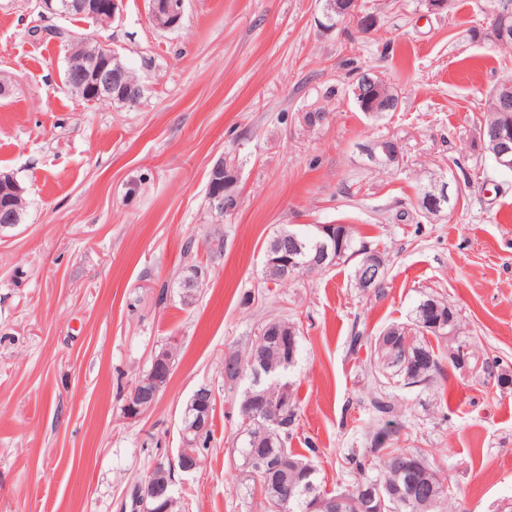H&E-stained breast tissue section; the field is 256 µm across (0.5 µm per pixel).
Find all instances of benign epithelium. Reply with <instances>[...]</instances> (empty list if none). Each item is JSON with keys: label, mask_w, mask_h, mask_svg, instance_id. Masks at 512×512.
Segmentation results:
<instances>
[{"label": "benign epithelium", "mask_w": 512, "mask_h": 512, "mask_svg": "<svg viewBox=\"0 0 512 512\" xmlns=\"http://www.w3.org/2000/svg\"><path fill=\"white\" fill-rule=\"evenodd\" d=\"M184 0H151L150 18L156 28L172 30L177 28L183 15ZM123 0H38V8L43 14L68 16L77 14L87 16L94 22L102 25H110L120 14ZM512 11V5L506 3L503 8L492 15L491 30L494 39L498 43L509 40V33L500 27L502 18ZM323 16L326 27L336 28L335 17L347 19L352 17L357 21L360 33L367 34L371 31L372 22L363 19L354 9L352 0H325ZM119 57L111 49H103L97 53L80 57H68V71L70 84L84 91L91 90L95 97L111 102L114 89L122 91V100L132 99L140 95V87L126 81V72L120 66H112V62ZM378 82L367 74L359 77L356 94L359 100L364 102L370 99ZM491 146L487 153L491 157L495 167L501 171H512V136L498 131L490 136ZM225 161L219 159L213 165L209 173L212 207H217L227 213L237 208L238 195L235 186V177L231 172H224ZM26 190L10 174L0 173V231L14 228L20 224V206L25 201ZM448 195V183L445 181L435 183L429 194L423 200L426 207L432 210H443L446 206ZM283 246L288 248V263H283L280 255L281 249L267 250L264 252V266L269 268L277 265L283 273L293 274V270L299 267L295 256L303 251V243L297 235L290 234ZM336 261V252L329 251L328 246H323L314 257L304 264L310 273H318L332 267ZM174 359V352L164 349L154 355L151 361L152 369L140 378L132 386L128 402L126 404V418L135 421L144 417L154 406L159 392L162 390V382L158 370L170 368ZM215 398L214 391L206 385L199 386L192 394L188 406L197 408V414L188 427L182 428V448L179 449L177 459L169 461L171 468H179L182 472L193 471L198 463L197 455L191 450V434L204 432L210 423L208 410ZM167 495V487L154 482L138 485L134 494L136 512H157L155 502ZM355 512H382L384 508V496L376 485L367 488L365 495L351 502Z\"/></svg>", "instance_id": "benign-epithelium-1"}]
</instances>
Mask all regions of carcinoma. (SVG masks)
I'll return each instance as SVG.
<instances>
[{
	"label": "carcinoma",
	"instance_id": "1",
	"mask_svg": "<svg viewBox=\"0 0 512 512\" xmlns=\"http://www.w3.org/2000/svg\"><path fill=\"white\" fill-rule=\"evenodd\" d=\"M500 126L512 129V111L505 114L500 111L495 90H490L486 98L480 129L494 130ZM302 242L309 256H314L321 242L331 243V239L316 231L303 232ZM367 245L357 241L354 230L347 224L336 225V264H344L357 257L354 267V279L358 287H363L369 268L362 264L361 251ZM204 272L197 266L190 267V272L180 282L183 293L197 292L199 279ZM440 320L446 328L435 331L431 322ZM460 330L458 313L449 302L433 295H425L414 309V316L408 323L392 324L384 332L374 337L366 360V375L371 382V393L368 409L377 422H382L388 415L398 420L399 411L394 400V391L412 388L420 383L427 386L435 381L441 373V361L447 357L456 368L465 365L463 345L459 344L449 355H444L441 349H436L428 338H444L450 334L457 335ZM410 338L415 345L416 353L408 363L398 358L399 348L404 339ZM293 359L283 361V344L271 333L266 337L255 335V342L246 351L231 352L232 359L224 360V370L237 367L250 376L252 365L258 364L269 370L263 390L271 397L280 394L282 374L296 362L300 353V336H295ZM299 416V404L295 391H290L288 401L281 410V415L271 419L263 415H255L248 422L240 423L242 428L239 448L236 449L242 466L254 475L259 484L283 483L280 472L272 469L257 468L256 460L265 457L272 461H286L288 464L304 460V456L288 448L290 436L296 428ZM412 455L423 461L421 467L413 472H403L393 465L399 457ZM349 463L357 472L358 478L342 493L357 497L364 486L378 485L380 489L395 488L399 492L400 501L396 504L386 503L389 512H447L453 496L447 484V476L431 462L419 448H401L394 444L381 449L370 441L368 448H353L348 454ZM288 487L292 494L288 504L284 505L278 499L264 498L268 512H308V508L320 494V484L317 475H303L288 470Z\"/></svg>",
	"mask_w": 512,
	"mask_h": 512
}]
</instances>
